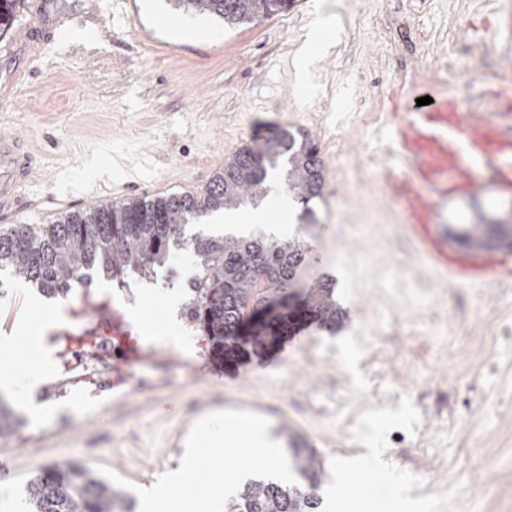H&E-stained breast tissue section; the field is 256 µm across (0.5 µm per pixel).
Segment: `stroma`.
<instances>
[{
  "label": "stroma",
  "instance_id": "1",
  "mask_svg": "<svg viewBox=\"0 0 512 512\" xmlns=\"http://www.w3.org/2000/svg\"><path fill=\"white\" fill-rule=\"evenodd\" d=\"M38 2L17 0L0 35V134L33 144L39 174L24 196L41 205L0 218V230L58 221L44 208L57 200L81 208L123 203L126 189L202 192L243 144L290 125L316 139L329 171L315 229L300 223L297 204L281 224L262 200L244 211L264 221L227 230L302 240L303 282H332L345 318L333 333L308 328L259 379L142 366L152 390L118 405L111 344L76 377L67 366L79 339L52 341L54 366L34 406L0 393L24 420L0 440V512H26V481L61 458L147 512L149 492L181 465L198 425L223 420L225 395L247 393L269 403L270 430L285 416L306 434L322 462L324 512L339 496L349 512H512V286L437 268L408 200L387 198L376 178L385 168L411 175L397 130L422 84L434 103L457 96L461 113L502 111L487 92L498 63L512 62L501 0H298L249 26L169 0H95L93 21L73 17L52 42L32 46L24 27ZM322 15L334 37L302 86L295 56ZM477 211L508 220L512 192L444 203L438 221L454 257L467 256L456 239ZM86 291L107 304L118 294L103 279L55 300L13 283L0 296V334L69 312ZM237 451L225 439L203 445L194 481L221 474Z\"/></svg>",
  "mask_w": 512,
  "mask_h": 512
}]
</instances>
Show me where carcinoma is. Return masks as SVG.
<instances>
[{
  "label": "carcinoma",
  "mask_w": 512,
  "mask_h": 512,
  "mask_svg": "<svg viewBox=\"0 0 512 512\" xmlns=\"http://www.w3.org/2000/svg\"><path fill=\"white\" fill-rule=\"evenodd\" d=\"M178 9L249 24L292 9L296 0H171ZM285 166L288 198L303 206L299 221L315 223L322 160L315 139L301 130L276 129L262 142L239 148L198 195L135 198L114 207L93 205L56 224H14L0 232V288L24 281L51 299L67 296L94 278L118 288L149 276L175 252L195 259L196 273L183 315L210 342L211 356L234 365L249 354L269 355L293 331L316 324L334 331L343 320L333 285L307 286L300 272L303 241L235 234L207 236L190 230L208 214L236 210L266 197L270 172ZM465 237L487 248L512 247L511 224H473ZM23 421L0 402V436ZM292 469L302 484L250 480L224 504V512H320L322 464L309 448H293ZM28 512H134L112 483L75 460L49 463L24 488Z\"/></svg>",
  "instance_id": "1"
}]
</instances>
